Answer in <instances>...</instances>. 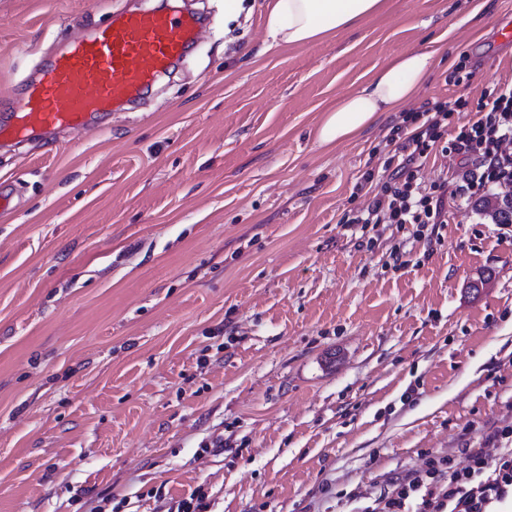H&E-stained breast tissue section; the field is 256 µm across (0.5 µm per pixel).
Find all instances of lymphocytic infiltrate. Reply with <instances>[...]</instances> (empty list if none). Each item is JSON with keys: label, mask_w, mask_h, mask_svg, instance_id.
<instances>
[{"label": "lymphocytic infiltrate", "mask_w": 512, "mask_h": 512, "mask_svg": "<svg viewBox=\"0 0 512 512\" xmlns=\"http://www.w3.org/2000/svg\"><path fill=\"white\" fill-rule=\"evenodd\" d=\"M473 117L454 125L456 112ZM386 142L401 160L385 181L366 171L372 185L367 207L344 214L354 224H439L449 194L469 198L512 185V85L495 86L477 103L455 98L407 114ZM460 157L465 172L455 185H422L419 173L433 151ZM464 463L452 457H427L422 467L391 477L383 492L362 512H512V429L492 432L482 447L464 451Z\"/></svg>", "instance_id": "f902f5d3"}]
</instances>
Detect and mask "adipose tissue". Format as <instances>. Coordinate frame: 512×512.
Segmentation results:
<instances>
[{"label": "adipose tissue", "mask_w": 512, "mask_h": 512, "mask_svg": "<svg viewBox=\"0 0 512 512\" xmlns=\"http://www.w3.org/2000/svg\"><path fill=\"white\" fill-rule=\"evenodd\" d=\"M381 6L382 0H272L267 36L276 46L305 45L355 26ZM431 64L430 53L408 51L377 69L327 111L318 131L319 144L335 145L363 131L383 113L396 111L414 98Z\"/></svg>", "instance_id": "ef3b65f1"}]
</instances>
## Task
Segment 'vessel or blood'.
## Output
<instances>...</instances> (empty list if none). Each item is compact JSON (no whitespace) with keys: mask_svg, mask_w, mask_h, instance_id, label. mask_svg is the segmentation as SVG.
Masks as SVG:
<instances>
[{"mask_svg":"<svg viewBox=\"0 0 512 512\" xmlns=\"http://www.w3.org/2000/svg\"><path fill=\"white\" fill-rule=\"evenodd\" d=\"M201 29L193 14L147 8L112 16L93 32L69 39L14 101L0 137L91 127L100 114L132 101L168 71L196 44Z\"/></svg>","mask_w":512,"mask_h":512,"instance_id":"obj_1","label":"vessel or blood"}]
</instances>
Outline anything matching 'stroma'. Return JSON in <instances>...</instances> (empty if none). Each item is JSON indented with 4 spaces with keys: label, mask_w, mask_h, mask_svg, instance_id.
Returning a JSON list of instances; mask_svg holds the SVG:
<instances>
[{
    "label": "stroma",
    "mask_w": 512,
    "mask_h": 512,
    "mask_svg": "<svg viewBox=\"0 0 512 512\" xmlns=\"http://www.w3.org/2000/svg\"><path fill=\"white\" fill-rule=\"evenodd\" d=\"M161 0H0V120L64 41ZM81 133L0 141V512H360L512 426V224L342 227L404 112L512 83V0H384L269 46L268 0ZM410 50L415 99L330 148L328 108ZM402 263H395V254Z\"/></svg>",
    "instance_id": "obj_1"
}]
</instances>
